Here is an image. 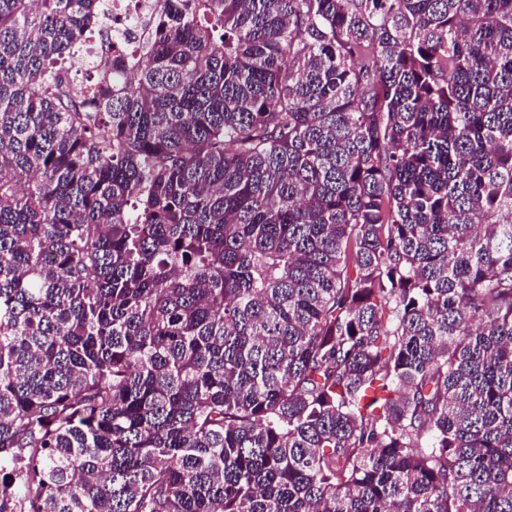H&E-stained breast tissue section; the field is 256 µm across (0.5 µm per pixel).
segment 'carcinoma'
Masks as SVG:
<instances>
[{
  "instance_id": "1",
  "label": "carcinoma",
  "mask_w": 512,
  "mask_h": 512,
  "mask_svg": "<svg viewBox=\"0 0 512 512\" xmlns=\"http://www.w3.org/2000/svg\"><path fill=\"white\" fill-rule=\"evenodd\" d=\"M0 0V512H512V0ZM158 0H113L103 27L109 32L113 58L134 52L152 33Z\"/></svg>"
}]
</instances>
